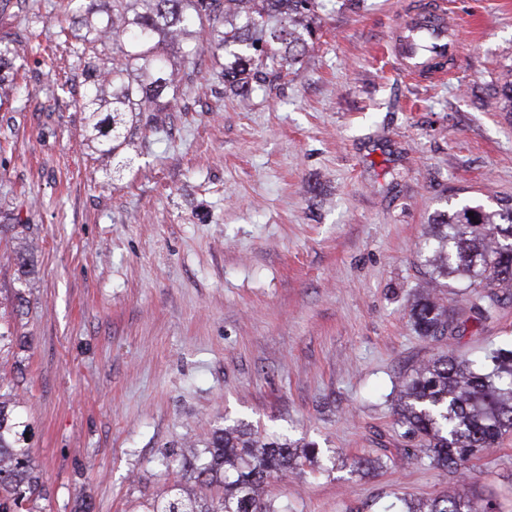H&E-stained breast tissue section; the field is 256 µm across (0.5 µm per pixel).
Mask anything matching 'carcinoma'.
Segmentation results:
<instances>
[{"mask_svg": "<svg viewBox=\"0 0 512 512\" xmlns=\"http://www.w3.org/2000/svg\"><path fill=\"white\" fill-rule=\"evenodd\" d=\"M67 6L72 22L65 39L75 41L74 53L87 59L82 108L90 111L102 158L119 173L132 167L125 152L139 116L173 111L184 96L183 79L165 59L168 46L185 45L186 61L209 50L220 68L218 82L246 99L273 83L276 68L301 62L323 0H67ZM201 32L207 35L204 45ZM25 39L0 36V97L4 85H14ZM109 43L112 59L105 67L96 59ZM424 254L434 287L446 288L448 280L466 283L465 308L478 323L492 320L502 302L498 286H512V204L495 211L463 204L439 215L429 225ZM409 319L419 336L432 340L465 331V322L429 292L410 304ZM491 361L492 371L482 373L469 359L446 353L420 362L402 380L396 424L450 474L463 472L470 459L512 431V350H496ZM18 406L13 386L0 382V512H35L44 490L25 446ZM317 455L308 443L267 438L248 424L217 428L204 449L190 447L178 459L165 456L161 465L189 467L194 482L221 490L218 500L176 483L143 512H275L264 498L268 479ZM399 502L401 512H500L494 499L474 495L465 484L426 503L405 496Z\"/></svg>", "mask_w": 512, "mask_h": 512, "instance_id": "carcinoma-1", "label": "carcinoma"}]
</instances>
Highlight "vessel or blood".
<instances>
[{
    "label": "vessel or blood",
    "instance_id": "vessel-or-blood-1",
    "mask_svg": "<svg viewBox=\"0 0 512 512\" xmlns=\"http://www.w3.org/2000/svg\"><path fill=\"white\" fill-rule=\"evenodd\" d=\"M459 27V17L444 0H422L400 19L391 52L407 75L444 78L459 52Z\"/></svg>",
    "mask_w": 512,
    "mask_h": 512
}]
</instances>
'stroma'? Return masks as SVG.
<instances>
[{"label": "stroma", "mask_w": 512, "mask_h": 512, "mask_svg": "<svg viewBox=\"0 0 512 512\" xmlns=\"http://www.w3.org/2000/svg\"><path fill=\"white\" fill-rule=\"evenodd\" d=\"M412 2L328 0L302 63L246 101L202 55L185 109L145 113L116 177L88 145L62 0L0 11V35L32 34L0 107V211L18 219L0 242V314L31 344L0 354V376L19 379L39 512L81 496L136 512L185 477L162 456L237 421L322 451L266 485L276 512H386L455 488L412 455L394 404L421 358L452 349L480 365L512 348L508 295L449 339L417 336L407 314L438 214L512 199L497 94L512 81V0H452L462 33L443 81L403 76L388 52ZM10 248L34 252L35 275ZM467 470L512 512V434Z\"/></svg>", "instance_id": "obj_1"}]
</instances>
